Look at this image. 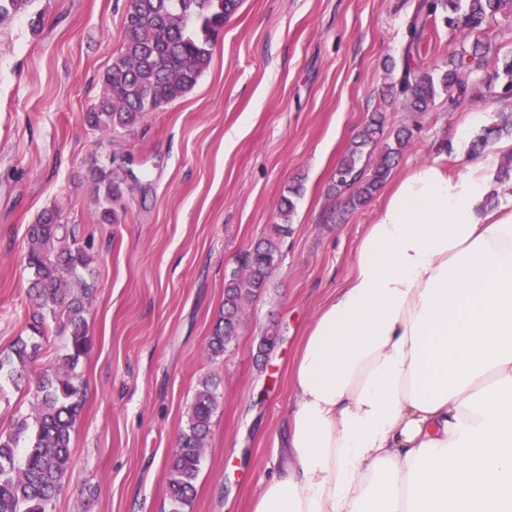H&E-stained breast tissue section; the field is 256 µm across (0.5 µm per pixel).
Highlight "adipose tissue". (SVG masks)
<instances>
[{"label": "adipose tissue", "mask_w": 512, "mask_h": 512, "mask_svg": "<svg viewBox=\"0 0 512 512\" xmlns=\"http://www.w3.org/2000/svg\"><path fill=\"white\" fill-rule=\"evenodd\" d=\"M493 157L386 193L291 381L286 462L253 512H512V200Z\"/></svg>", "instance_id": "ef3b65f1"}]
</instances>
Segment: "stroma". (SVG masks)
Wrapping results in <instances>:
<instances>
[{
    "instance_id": "35a3bbf8",
    "label": "stroma",
    "mask_w": 512,
    "mask_h": 512,
    "mask_svg": "<svg viewBox=\"0 0 512 512\" xmlns=\"http://www.w3.org/2000/svg\"><path fill=\"white\" fill-rule=\"evenodd\" d=\"M418 0H242L209 69L184 97L106 135L88 114L122 44L127 0H33L0 25V354L30 336L34 302L24 261L29 224L45 209L92 242L83 276L90 351L78 370L84 406L72 463L51 512H169L168 463L199 381L218 407L186 512H252L280 464L295 399L290 376L325 302L351 274L380 197L336 220L338 162L372 113L406 127L393 177L447 154L460 171L483 128L512 113L495 66L440 95L426 112L387 101ZM446 10L428 22L420 63L445 65L460 41ZM474 112L480 124L456 128ZM129 159L132 179L98 220L96 169ZM301 181L292 233L267 292L247 300L224 355L208 341L238 254L279 223L278 203ZM279 344H257L268 324ZM35 387L0 378V432L28 414Z\"/></svg>"
}]
</instances>
